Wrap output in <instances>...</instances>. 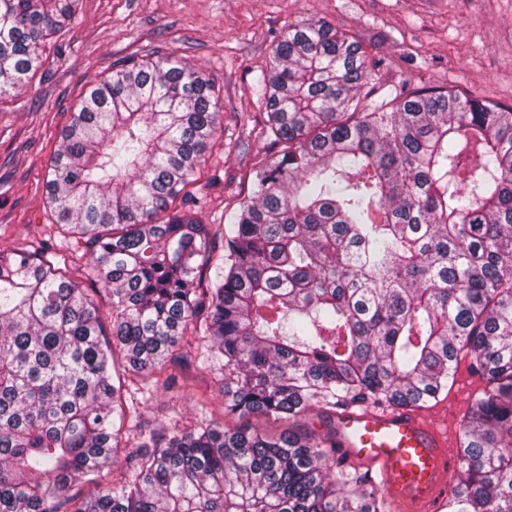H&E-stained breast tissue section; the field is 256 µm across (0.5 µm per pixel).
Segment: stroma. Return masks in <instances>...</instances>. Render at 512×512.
I'll list each match as a JSON object with an SVG mask.
<instances>
[{"instance_id":"35a3bbf8","label":"stroma","mask_w":512,"mask_h":512,"mask_svg":"<svg viewBox=\"0 0 512 512\" xmlns=\"http://www.w3.org/2000/svg\"><path fill=\"white\" fill-rule=\"evenodd\" d=\"M308 18L325 19L363 45L374 65L369 104L418 88H451L512 107V0H79L69 30L44 44L27 90L0 98V251L47 254L82 287H96L87 274L86 241L55 224L45 182L60 134L89 84L128 59L172 56L211 79L223 107L224 145L200 171L197 216L223 223L225 205L249 193L246 174L266 150L252 128L261 119V77L272 48L290 25ZM181 371L192 394L153 392L138 407L145 424L194 428L210 413L228 429L330 435L327 414L318 408L291 424L224 412V390L203 361L191 360ZM457 371L471 375V385L450 380L427 409L452 399L466 416L484 382L470 358Z\"/></svg>"}]
</instances>
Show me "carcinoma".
<instances>
[{"instance_id": "obj_1", "label": "carcinoma", "mask_w": 512, "mask_h": 512, "mask_svg": "<svg viewBox=\"0 0 512 512\" xmlns=\"http://www.w3.org/2000/svg\"><path fill=\"white\" fill-rule=\"evenodd\" d=\"M77 8L0 0V97ZM263 80L273 152L226 224L201 223L189 190L224 143L203 74L125 62L72 113L46 191L105 301L0 252V512H388L314 435L137 428L129 391L174 389L168 366L201 340L224 410L288 422L418 405L469 355L486 387L449 512H512V107L436 89L370 106L364 47L314 18L278 39ZM132 438L144 452L112 467Z\"/></svg>"}]
</instances>
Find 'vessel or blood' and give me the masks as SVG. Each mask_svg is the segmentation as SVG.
Masks as SVG:
<instances>
[{
	"label": "vessel or blood",
	"mask_w": 512,
	"mask_h": 512,
	"mask_svg": "<svg viewBox=\"0 0 512 512\" xmlns=\"http://www.w3.org/2000/svg\"><path fill=\"white\" fill-rule=\"evenodd\" d=\"M336 443L350 457L380 466L390 505L432 501L455 457L448 435L412 408L336 412Z\"/></svg>",
	"instance_id": "vessel-or-blood-1"
}]
</instances>
